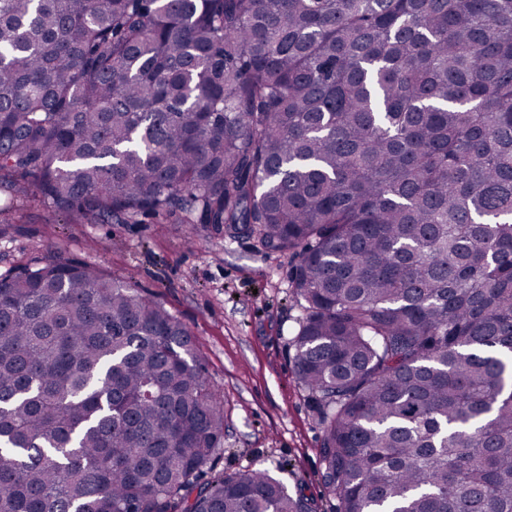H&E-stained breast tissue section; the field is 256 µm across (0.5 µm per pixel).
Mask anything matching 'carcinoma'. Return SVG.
<instances>
[{
  "label": "carcinoma",
  "mask_w": 512,
  "mask_h": 512,
  "mask_svg": "<svg viewBox=\"0 0 512 512\" xmlns=\"http://www.w3.org/2000/svg\"><path fill=\"white\" fill-rule=\"evenodd\" d=\"M2 180L297 252L335 512H512V0H0ZM223 447L161 303L0 274V512H313Z\"/></svg>",
  "instance_id": "cac0c4a2"
}]
</instances>
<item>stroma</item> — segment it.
<instances>
[{
    "instance_id": "1",
    "label": "stroma",
    "mask_w": 512,
    "mask_h": 512,
    "mask_svg": "<svg viewBox=\"0 0 512 512\" xmlns=\"http://www.w3.org/2000/svg\"><path fill=\"white\" fill-rule=\"evenodd\" d=\"M35 257L98 267L189 329L224 400V449L211 472L265 469L315 512H332L320 416L290 344L300 314L294 255L264 252L249 236L214 238L203 224H82L29 204L20 221L0 223V273Z\"/></svg>"
}]
</instances>
